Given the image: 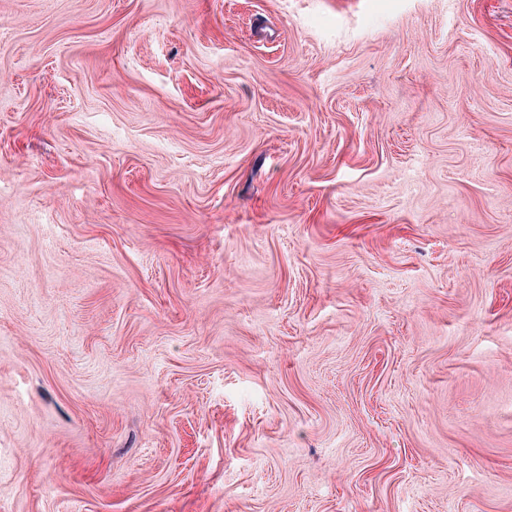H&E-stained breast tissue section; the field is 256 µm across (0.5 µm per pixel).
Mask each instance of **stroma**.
<instances>
[{"instance_id":"stroma-1","label":"stroma","mask_w":512,"mask_h":512,"mask_svg":"<svg viewBox=\"0 0 512 512\" xmlns=\"http://www.w3.org/2000/svg\"><path fill=\"white\" fill-rule=\"evenodd\" d=\"M0 512H512V0H0Z\"/></svg>"}]
</instances>
